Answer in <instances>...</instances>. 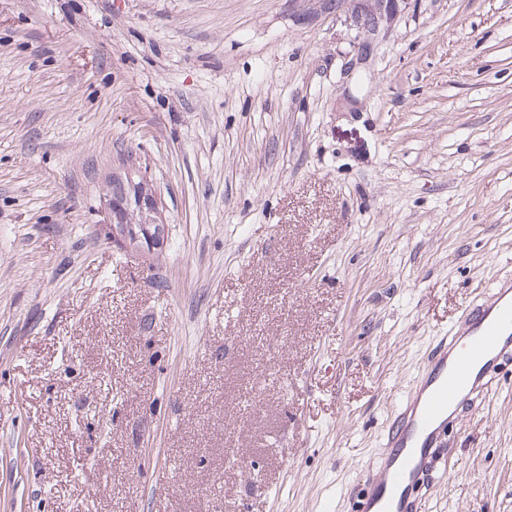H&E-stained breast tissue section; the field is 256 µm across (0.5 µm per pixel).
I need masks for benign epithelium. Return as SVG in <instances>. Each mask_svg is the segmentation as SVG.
I'll return each instance as SVG.
<instances>
[{
	"label": "benign epithelium",
	"mask_w": 512,
	"mask_h": 512,
	"mask_svg": "<svg viewBox=\"0 0 512 512\" xmlns=\"http://www.w3.org/2000/svg\"><path fill=\"white\" fill-rule=\"evenodd\" d=\"M346 1L350 2L352 19L363 33L354 47L356 58L361 60L370 49L373 36L393 22L401 0H312L325 12L342 7ZM104 204L119 244L136 245L147 252L163 247L165 226L157 220L158 197L145 179L136 181L128 176V184L122 191L104 197Z\"/></svg>",
	"instance_id": "1"
}]
</instances>
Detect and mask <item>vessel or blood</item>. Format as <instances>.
I'll use <instances>...</instances> for the list:
<instances>
[{
	"label": "vessel or blood",
	"mask_w": 512,
	"mask_h": 512,
	"mask_svg": "<svg viewBox=\"0 0 512 512\" xmlns=\"http://www.w3.org/2000/svg\"><path fill=\"white\" fill-rule=\"evenodd\" d=\"M512 365V279L498 283L439 336L381 433L373 478L351 512H421L439 471L446 429Z\"/></svg>",
	"instance_id": "obj_1"
}]
</instances>
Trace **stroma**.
Listing matches in <instances>:
<instances>
[{
    "mask_svg": "<svg viewBox=\"0 0 512 512\" xmlns=\"http://www.w3.org/2000/svg\"><path fill=\"white\" fill-rule=\"evenodd\" d=\"M0 0V512H351L512 277V0ZM142 171L167 240L100 199ZM428 512H512V371ZM319 4L320 10L324 12H332L336 8V12L344 2H350L351 17L355 24L363 33L362 40L354 46L355 63L353 59L350 61L347 69H354L358 59H363V55H367L370 49L373 36H376L380 30L387 29L393 22L399 11V2L405 0H304ZM372 36V37H371Z\"/></svg>",
    "mask_w": 512,
    "mask_h": 512,
    "instance_id": "stroma-1",
    "label": "stroma"
}]
</instances>
